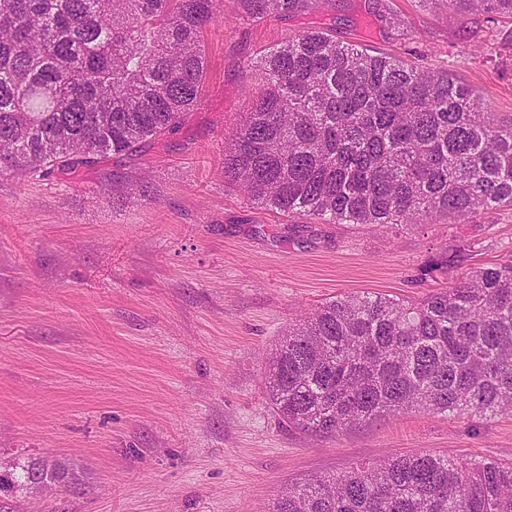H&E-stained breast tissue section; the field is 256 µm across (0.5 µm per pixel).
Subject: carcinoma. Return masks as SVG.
Masks as SVG:
<instances>
[{
  "label": "carcinoma",
  "instance_id": "cac0c4a2",
  "mask_svg": "<svg viewBox=\"0 0 512 512\" xmlns=\"http://www.w3.org/2000/svg\"><path fill=\"white\" fill-rule=\"evenodd\" d=\"M257 20L326 0H239ZM512 17V0H446ZM224 0H0V172L74 176L159 143L201 102L205 26ZM262 83L227 133L224 179L313 223L464 224L512 207V124L446 71L344 45L323 30L258 62ZM444 249L428 270L456 266ZM268 400L288 427L334 436L403 410L512 411V262L477 267L417 303L347 294L289 328ZM83 472L49 456L0 471V494ZM271 512H512V464L391 454L290 487Z\"/></svg>",
  "mask_w": 512,
  "mask_h": 512
}]
</instances>
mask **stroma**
Instances as JSON below:
<instances>
[{
	"label": "stroma",
	"instance_id": "1",
	"mask_svg": "<svg viewBox=\"0 0 512 512\" xmlns=\"http://www.w3.org/2000/svg\"><path fill=\"white\" fill-rule=\"evenodd\" d=\"M448 70L512 123V19L449 15L444 0H330L286 18L224 0L205 31L202 101L130 162L71 179L0 174V466L52 456L81 494L20 497L18 512H267L276 495L391 453L512 463V413L402 412L315 438L288 429L266 358L320 303L368 292L417 302L470 267L512 260V209L390 232L310 224L224 180V134L293 34ZM146 179L128 203L113 178ZM463 240L466 263L429 277Z\"/></svg>",
	"mask_w": 512,
	"mask_h": 512
}]
</instances>
